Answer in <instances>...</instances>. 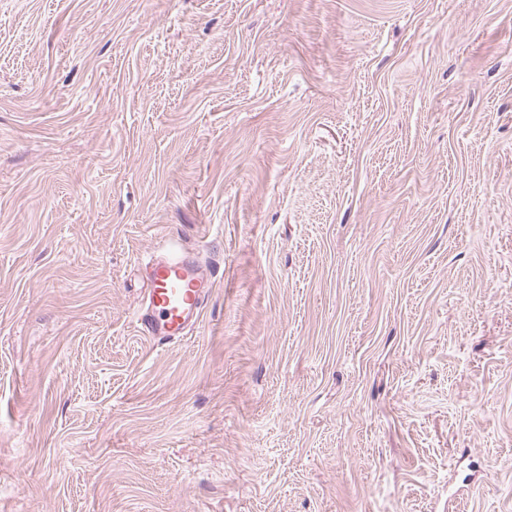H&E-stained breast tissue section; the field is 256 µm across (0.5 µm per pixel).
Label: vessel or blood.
I'll return each instance as SVG.
<instances>
[{
    "mask_svg": "<svg viewBox=\"0 0 512 512\" xmlns=\"http://www.w3.org/2000/svg\"><path fill=\"white\" fill-rule=\"evenodd\" d=\"M149 284L140 329L156 343L188 335L200 321L209 289L193 255L175 253L148 263Z\"/></svg>",
    "mask_w": 512,
    "mask_h": 512,
    "instance_id": "vessel-or-blood-1",
    "label": "vessel or blood"
}]
</instances>
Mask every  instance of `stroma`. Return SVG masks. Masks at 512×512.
Instances as JSON below:
<instances>
[{"mask_svg":"<svg viewBox=\"0 0 512 512\" xmlns=\"http://www.w3.org/2000/svg\"><path fill=\"white\" fill-rule=\"evenodd\" d=\"M0 512H512V0H0ZM145 308L139 324L144 335L160 343L179 340L203 316L209 288L193 255L174 253L165 259H151Z\"/></svg>","mask_w":512,"mask_h":512,"instance_id":"1","label":"stroma"}]
</instances>
